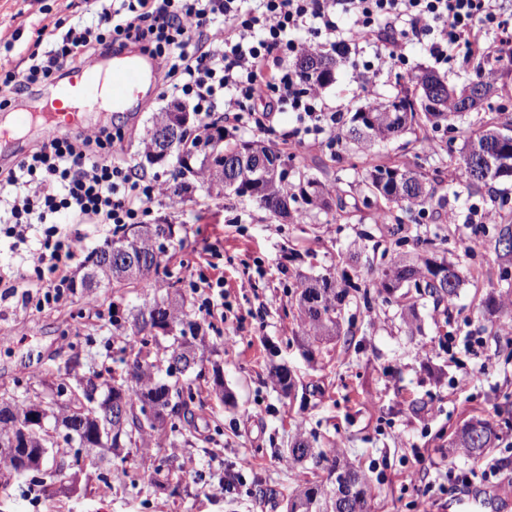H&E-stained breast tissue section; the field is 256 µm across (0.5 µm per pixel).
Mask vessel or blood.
Returning a JSON list of instances; mask_svg holds the SVG:
<instances>
[{"mask_svg": "<svg viewBox=\"0 0 512 512\" xmlns=\"http://www.w3.org/2000/svg\"><path fill=\"white\" fill-rule=\"evenodd\" d=\"M157 74L155 61L137 50L116 52L112 55L111 69H103L99 61H91L69 75L67 84L60 86L51 101V108L42 121L33 114L20 111L8 113L0 119V153H12L10 134L26 125H34L38 138H51L61 127L69 125L74 131H83L78 116V104L94 101L102 87H109L114 109L135 107L145 109L150 98L145 85L153 82ZM449 512H498V496L485 491L480 496H459L448 502Z\"/></svg>", "mask_w": 512, "mask_h": 512, "instance_id": "obj_1", "label": "vessel or blood"}]
</instances>
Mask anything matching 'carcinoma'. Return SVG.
Listing matches in <instances>:
<instances>
[{
  "label": "carcinoma",
  "mask_w": 512,
  "mask_h": 512,
  "mask_svg": "<svg viewBox=\"0 0 512 512\" xmlns=\"http://www.w3.org/2000/svg\"><path fill=\"white\" fill-rule=\"evenodd\" d=\"M414 90L405 87L386 102L366 105L354 113L348 128L336 134V143L348 153L363 154L378 143L406 134L416 141L430 139L429 132L457 129L456 120L465 116L458 102L450 98L443 116L434 112H416L411 96ZM372 111L380 118L376 126L368 124L364 114ZM512 127V114L502 107L496 115L477 128L467 131L465 145L458 159L452 161L451 181L463 187L468 195H476L491 181L512 179V139L500 141L503 129ZM241 145L224 142V151L209 157L208 165L200 168L199 178L209 193L240 196L242 168L237 163ZM260 154L264 167L248 170L250 188L255 199L269 213L285 219L304 221L313 209L337 208L344 212L351 208L371 207L380 200L387 207L375 212V223L392 224L391 235L395 244L413 243V253L395 258L377 270V285L394 295L403 285H413L420 296L428 295L436 303L451 302L457 297L463 279L458 264L441 254L444 239L417 236L411 240L405 235L402 222H392V206H419L435 204L444 207L445 198H435L436 185L442 182L444 169L432 166L409 168L404 165L377 163L359 176L357 183L345 185L336 180L325 183L305 172L297 171L298 182L288 181L283 169L282 153L263 145ZM296 207H291V204ZM170 224H135L133 230L112 239L94 253L82 276L83 287L139 288L159 273L166 255L164 242L172 240ZM494 250L501 259L498 280L512 266V211L500 215V224L494 241ZM112 260V277H106L104 266ZM344 284L336 285V278L323 275L316 279L302 278L298 285V333L315 356L317 343L343 333L342 312L350 301L368 308L370 291L363 289L351 278L343 277ZM484 318L495 336L501 335L504 324L512 320V300L494 291L481 299ZM134 335L138 349L126 362L129 382L96 383L78 375L56 383L46 384L51 399L25 397L16 403L18 414L5 417L0 414V439H6L18 423H26L32 414L46 415V427L31 426L30 459L35 467L22 472L12 458L0 456V470L29 481L31 485L44 484L48 476L61 484L62 493L77 489L76 470L70 467L72 456L79 446L71 444L66 430L75 435L90 436L98 432L112 433V454L127 462L121 455L126 449L141 450L147 441H160L172 436L185 445L197 444L196 429L192 421L196 414L204 413L207 402L202 398L201 383L206 381L202 363L206 351L204 340L197 339L200 324L190 318L180 293L145 304L132 314ZM169 338L162 356L152 354L159 347V336ZM274 385L287 393L293 387L291 373L285 366L270 371ZM112 399V413L102 410L107 399ZM161 409L159 419L150 418L146 405ZM65 428L59 430L57 421ZM462 431L473 432L470 441L461 444L463 451L479 458L498 439L494 422L487 419L471 420ZM67 445L69 451L59 454L58 448ZM288 462L311 461L318 480L311 486L294 492L287 498L286 512H370L371 492L364 475L337 456H329L315 448L303 436L296 438L288 449Z\"/></svg>",
  "instance_id": "cac0c4a2"
}]
</instances>
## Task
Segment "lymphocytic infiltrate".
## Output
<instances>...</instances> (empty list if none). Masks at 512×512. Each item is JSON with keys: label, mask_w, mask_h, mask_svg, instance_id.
<instances>
[{"label": "lymphocytic infiltrate", "mask_w": 512, "mask_h": 512, "mask_svg": "<svg viewBox=\"0 0 512 512\" xmlns=\"http://www.w3.org/2000/svg\"><path fill=\"white\" fill-rule=\"evenodd\" d=\"M97 8L92 26L51 19L38 30L41 51L21 70L0 75V108L34 85L61 79L64 65H84L128 48L157 60L167 92L191 101L200 122L223 112L235 126L271 132L275 113L293 112L294 139L335 128L317 89L299 88L289 58L309 39L347 58L365 55L380 74L408 63L405 43L425 40L436 64L495 49L512 50V11L501 0H87ZM128 131L101 126L40 140L13 165L0 169V229L23 243L32 225L43 227L32 252L35 278L23 305L53 308L71 292V263L86 239L71 224H109L121 230L146 223L165 192L159 177L141 174L125 150ZM505 469L488 458L467 471L447 466V483L419 490L415 512H427L447 489L493 482Z\"/></svg>", "instance_id": "obj_1"}]
</instances>
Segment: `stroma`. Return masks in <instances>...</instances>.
I'll use <instances>...</instances> for the list:
<instances>
[{
    "instance_id": "stroma-1",
    "label": "stroma",
    "mask_w": 512,
    "mask_h": 512,
    "mask_svg": "<svg viewBox=\"0 0 512 512\" xmlns=\"http://www.w3.org/2000/svg\"><path fill=\"white\" fill-rule=\"evenodd\" d=\"M83 0H0V69L22 66L33 50L45 17L72 22L84 15ZM407 68L369 79L362 58L341 62L323 102L349 122L367 103L393 97L411 79L435 71L449 84L470 80L477 63L456 59L434 64L423 44L406 46ZM171 97L157 93L149 110L112 114L101 108L82 110L85 124L115 122L132 127L126 151L148 173L170 180V164H151L144 157L142 137L153 113L163 111ZM294 113L276 116L273 134L229 127L233 141L260 140L279 148L293 167L314 171L316 159L337 151L329 135L291 139ZM464 138L442 137V153L426 143L402 148L400 141L374 147L375 160L409 167L429 166L436 158L459 156ZM450 223L434 224L430 212L398 210L412 232H438L445 246L475 241L477 257H460L467 278L452 303L419 299L416 312L421 331L409 334L395 300L376 297L371 308L348 306L343 325L347 339L322 343L316 358H308L292 314L300 278L325 274L349 275L374 288L372 270L385 255H398L388 227L374 223L370 210L346 218L339 213L311 211L308 223L295 224L270 215L256 201L222 196L199 189L166 196L152 206L151 223L171 224L177 239L168 248L165 274L150 288L81 292L44 311L21 305L20 296L0 298V395L35 392L40 380L65 374L70 358H78L80 376L96 378L121 370L131 333H112L111 315L127 319L144 301L177 288L189 312L202 326L209 362L218 364L229 405L212 403L195 422L203 443L165 447L170 481L180 482L181 496L172 498L148 478L150 458H137L144 480L136 487L104 492L91 479L87 492L64 496L52 487L37 495L0 473V512H47L56 501L61 512H284L282 497L311 480L310 465H291L285 450L296 434H317L320 448L337 455L366 474L371 512H412L417 488L434 481L442 464L470 469L477 462L448 444L465 422L486 418L503 423L512 417V346L489 336L479 307L490 288L488 280L470 277L473 261L493 268L499 263L493 244L500 206L512 209V181H497L491 191L475 196L441 185ZM41 227H33L24 244L0 236V272L30 279L31 250L38 248ZM96 308H88L86 297ZM480 336L484 345L466 349L461 339ZM288 366L294 376L290 395H283L269 378L270 366ZM422 460H415L414 451ZM253 467L247 485L234 494L219 484L223 470L241 456Z\"/></svg>"
}]
</instances>
